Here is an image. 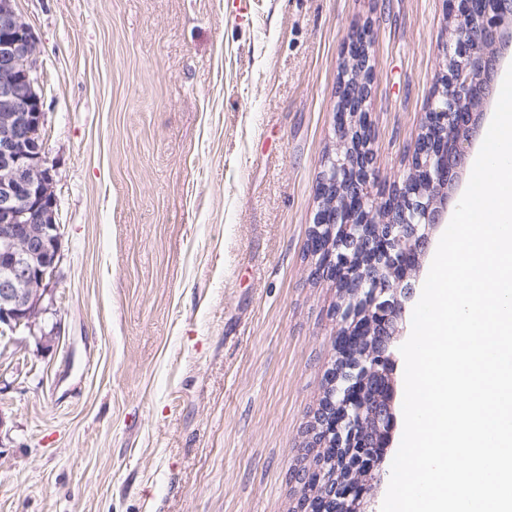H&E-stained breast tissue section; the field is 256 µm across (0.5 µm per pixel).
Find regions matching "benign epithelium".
<instances>
[{"instance_id":"benign-epithelium-1","label":"benign epithelium","mask_w":512,"mask_h":512,"mask_svg":"<svg viewBox=\"0 0 512 512\" xmlns=\"http://www.w3.org/2000/svg\"><path fill=\"white\" fill-rule=\"evenodd\" d=\"M15 0H0V334L24 333L51 346L48 328L59 256L57 196L42 138L36 42ZM454 23L434 103L412 151L410 173L381 199L368 109L375 60L370 27L345 41L333 108L340 138L317 183L310 231L312 273L336 282L341 331L325 397L308 447L334 448L332 463L297 479L321 487L324 512H364L381 478L393 411L400 324L415 290L418 259L448 212L450 191L466 164L503 50L511 41L512 0H445Z\"/></svg>"}]
</instances>
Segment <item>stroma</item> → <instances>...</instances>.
<instances>
[{"mask_svg": "<svg viewBox=\"0 0 512 512\" xmlns=\"http://www.w3.org/2000/svg\"><path fill=\"white\" fill-rule=\"evenodd\" d=\"M58 198L59 339L0 338V512H297L340 293L311 276L345 39L377 188L452 38L443 0H15Z\"/></svg>", "mask_w": 512, "mask_h": 512, "instance_id": "obj_1", "label": "stroma"}]
</instances>
